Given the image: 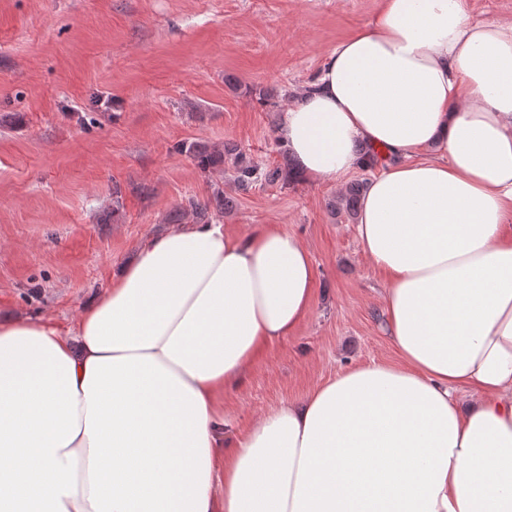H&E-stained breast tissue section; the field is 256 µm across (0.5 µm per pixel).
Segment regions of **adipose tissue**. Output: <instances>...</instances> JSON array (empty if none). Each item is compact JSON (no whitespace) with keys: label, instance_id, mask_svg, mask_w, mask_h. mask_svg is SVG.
<instances>
[{"label":"adipose tissue","instance_id":"1","mask_svg":"<svg viewBox=\"0 0 512 512\" xmlns=\"http://www.w3.org/2000/svg\"><path fill=\"white\" fill-rule=\"evenodd\" d=\"M278 140L318 184L385 158L356 236L399 363L225 439L218 399L307 318L313 261L272 224L170 226L75 330L0 319V512H512V21L383 0Z\"/></svg>","mask_w":512,"mask_h":512}]
</instances>
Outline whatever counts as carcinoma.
I'll return each mask as SVG.
<instances>
[{"label": "carcinoma", "mask_w": 512, "mask_h": 512, "mask_svg": "<svg viewBox=\"0 0 512 512\" xmlns=\"http://www.w3.org/2000/svg\"><path fill=\"white\" fill-rule=\"evenodd\" d=\"M181 151L195 162L203 172L224 170V165L230 163L235 170L234 186L241 193H247L253 187L266 183L278 184L295 178L293 167L287 164L283 167L263 169L250 160L234 142L227 141L222 146H211L205 141H193L181 145ZM365 183L356 182L329 202L333 212H337L349 221L358 218L359 203ZM236 198L224 191V185L214 187L212 194L205 200L190 198L185 205L177 208L168 215V221L178 224L190 216L198 223H207L215 213L223 214L233 209Z\"/></svg>", "instance_id": "1"}]
</instances>
